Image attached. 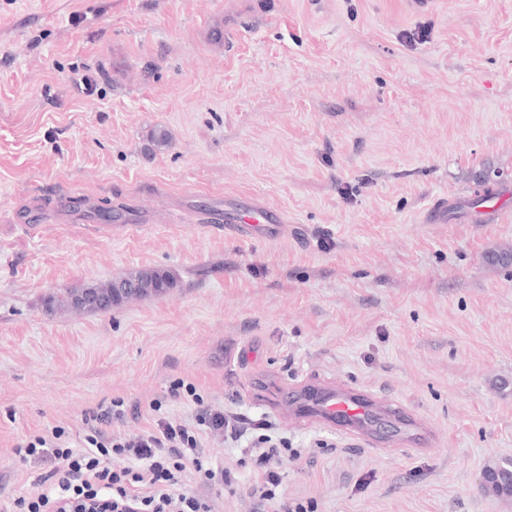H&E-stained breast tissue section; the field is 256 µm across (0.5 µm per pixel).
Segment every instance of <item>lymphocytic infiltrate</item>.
Wrapping results in <instances>:
<instances>
[{"label":"lymphocytic infiltrate","mask_w":512,"mask_h":512,"mask_svg":"<svg viewBox=\"0 0 512 512\" xmlns=\"http://www.w3.org/2000/svg\"><path fill=\"white\" fill-rule=\"evenodd\" d=\"M123 405L116 399L111 407L86 417L83 447H72L60 427L17 447V455L46 467L36 491L17 500L18 512H208L204 498L182 490L180 476L190 469L204 482L218 478L232 485L231 470L217 473L206 464L201 436L220 432L239 441L247 431L245 419L206 410L198 426L190 427L161 417V405L155 401L150 405L155 418L149 428L131 439L108 438L103 426L122 417ZM282 453L274 445L260 449L251 492L263 501L264 512H304L276 492ZM116 457L125 459V466L113 467Z\"/></svg>","instance_id":"lymphocytic-infiltrate-1"}]
</instances>
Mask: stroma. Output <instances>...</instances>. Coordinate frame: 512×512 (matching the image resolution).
<instances>
[{
    "label": "stroma",
    "mask_w": 512,
    "mask_h": 512,
    "mask_svg": "<svg viewBox=\"0 0 512 512\" xmlns=\"http://www.w3.org/2000/svg\"><path fill=\"white\" fill-rule=\"evenodd\" d=\"M484 180L502 220L475 219ZM257 203L287 221L241 237ZM500 249L512 0H0V512L44 471L17 444L81 438L115 399L114 438L149 427L154 400L184 424L203 407L253 422L203 437L237 477L186 475L209 512H262L244 491L262 435L287 441L282 488L313 512H512L481 484L512 460ZM147 269L175 288L47 308ZM311 378L404 405L433 447L400 444L395 420L370 448L299 418L289 391Z\"/></svg>",
    "instance_id": "obj_1"
}]
</instances>
